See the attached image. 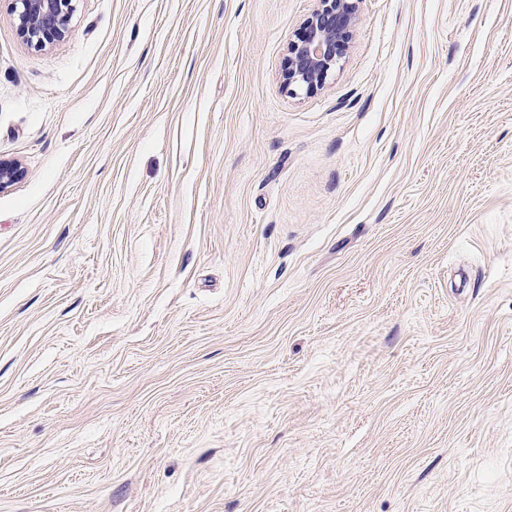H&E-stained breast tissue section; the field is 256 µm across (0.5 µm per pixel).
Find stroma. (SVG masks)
I'll return each instance as SVG.
<instances>
[{
    "label": "stroma",
    "mask_w": 512,
    "mask_h": 512,
    "mask_svg": "<svg viewBox=\"0 0 512 512\" xmlns=\"http://www.w3.org/2000/svg\"><path fill=\"white\" fill-rule=\"evenodd\" d=\"M0 0V512H512V0ZM13 12L24 40L44 47L65 37L69 29L72 0H13ZM300 36L288 46L283 82L288 93H313L335 69L352 35L360 0H316Z\"/></svg>",
    "instance_id": "stroma-1"
}]
</instances>
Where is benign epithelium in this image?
I'll return each instance as SVG.
<instances>
[{
    "instance_id": "7a95c632",
    "label": "benign epithelium",
    "mask_w": 512,
    "mask_h": 512,
    "mask_svg": "<svg viewBox=\"0 0 512 512\" xmlns=\"http://www.w3.org/2000/svg\"><path fill=\"white\" fill-rule=\"evenodd\" d=\"M300 36L288 46L283 82L288 93L320 89L335 69L352 35L360 0H316ZM13 12L24 40L44 47L65 37L72 0H13ZM21 176V168L0 163V190Z\"/></svg>"
}]
</instances>
